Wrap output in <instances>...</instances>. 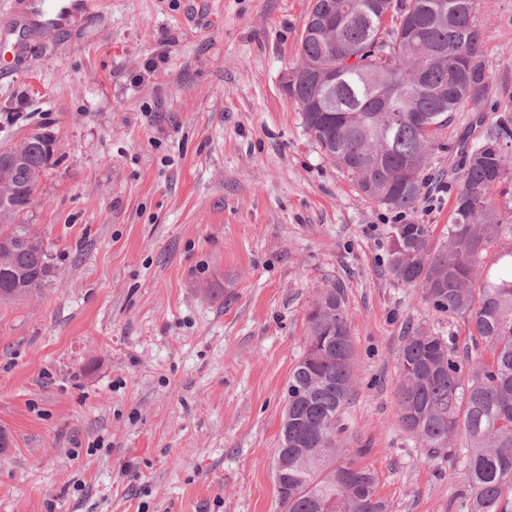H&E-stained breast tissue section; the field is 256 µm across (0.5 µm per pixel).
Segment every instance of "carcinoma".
I'll return each mask as SVG.
<instances>
[{"label":"carcinoma","instance_id":"cac0c4a2","mask_svg":"<svg viewBox=\"0 0 512 512\" xmlns=\"http://www.w3.org/2000/svg\"><path fill=\"white\" fill-rule=\"evenodd\" d=\"M336 2V28H303L291 70L336 74V111L322 112L317 80L288 85L308 135L360 191L389 209L411 211L431 180L429 154L452 112L482 99L490 75L476 14L491 0H388L382 18L372 0H313L310 12ZM348 51L341 54L338 45ZM427 115L419 122L414 111ZM26 160L0 165V300L38 292L54 277L29 224L16 217L50 169L55 140L35 132L20 142ZM464 163L448 235L428 224H395L388 267L418 285L439 315L469 325L474 348L460 357L453 337L415 328L398 353V402L405 430L427 456L464 457L462 512H512V211L495 193L512 189V113L461 141ZM307 348L288 378L273 457L281 512H389L373 471L336 447L338 422L354 383L353 345L338 288L323 290L307 316ZM466 437L463 448L454 438Z\"/></svg>","mask_w":512,"mask_h":512}]
</instances>
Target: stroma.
Masks as SVG:
<instances>
[{
	"mask_svg": "<svg viewBox=\"0 0 512 512\" xmlns=\"http://www.w3.org/2000/svg\"><path fill=\"white\" fill-rule=\"evenodd\" d=\"M310 0H99L31 24L0 69V146L54 164L20 217L57 274L0 303V512H278L271 463L320 289L344 287L352 399L337 443L391 512H460L461 457L399 421L406 327L472 343L388 271L392 225L448 231L457 140L512 108V0L479 14L485 99L453 112L434 188L399 213L307 134L282 76Z\"/></svg>",
	"mask_w": 512,
	"mask_h": 512,
	"instance_id": "35a3bbf8",
	"label": "stroma"
}]
</instances>
